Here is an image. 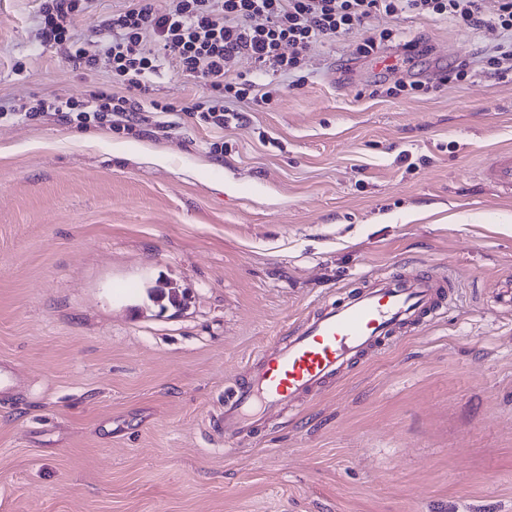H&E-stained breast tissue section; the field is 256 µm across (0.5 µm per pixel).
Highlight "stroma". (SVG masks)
I'll list each match as a JSON object with an SVG mask.
<instances>
[{
  "mask_svg": "<svg viewBox=\"0 0 512 512\" xmlns=\"http://www.w3.org/2000/svg\"><path fill=\"white\" fill-rule=\"evenodd\" d=\"M0 0V100L110 83L95 0L85 78ZM381 59L322 43L307 83L221 129L0 121V512H512V81L442 77L491 28L380 14ZM435 78L431 93L376 83ZM223 140V156L208 145ZM449 271L435 323L225 449L224 391L364 277ZM171 283L181 305L151 288ZM483 177L500 194L512 198V150L499 149L482 169Z\"/></svg>",
  "mask_w": 512,
  "mask_h": 512,
  "instance_id": "1",
  "label": "stroma"
}]
</instances>
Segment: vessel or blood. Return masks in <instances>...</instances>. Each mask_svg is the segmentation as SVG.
<instances>
[{"mask_svg":"<svg viewBox=\"0 0 512 512\" xmlns=\"http://www.w3.org/2000/svg\"><path fill=\"white\" fill-rule=\"evenodd\" d=\"M482 175L512 198V150L495 151ZM451 288L447 276L430 270L387 272L305 318L287 341L257 353L247 379L227 390L220 418L225 446L264 428L269 412L301 409L355 360L437 319Z\"/></svg>","mask_w":512,"mask_h":512,"instance_id":"obj_1","label":"vessel or blood"}]
</instances>
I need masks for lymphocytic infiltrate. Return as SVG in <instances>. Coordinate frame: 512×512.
<instances>
[{
	"mask_svg": "<svg viewBox=\"0 0 512 512\" xmlns=\"http://www.w3.org/2000/svg\"><path fill=\"white\" fill-rule=\"evenodd\" d=\"M92 0H43L39 11L43 48L63 50L74 68L89 72L94 58L67 27V17L90 7ZM454 19L471 29L492 26L502 43L485 50L483 73L512 77V0H125L108 20L102 45L112 61L113 84L93 87L84 99L58 96L0 102V119H38L56 112L77 128L95 126L133 131L142 109L175 111V104L152 97V77L163 61L200 86L184 107L198 124L223 128L233 104L271 103V83L228 78L226 65L246 55L261 72L305 84L303 60L319 43H342L375 14Z\"/></svg>",
	"mask_w": 512,
	"mask_h": 512,
	"instance_id": "1",
	"label": "lymphocytic infiltrate"
}]
</instances>
